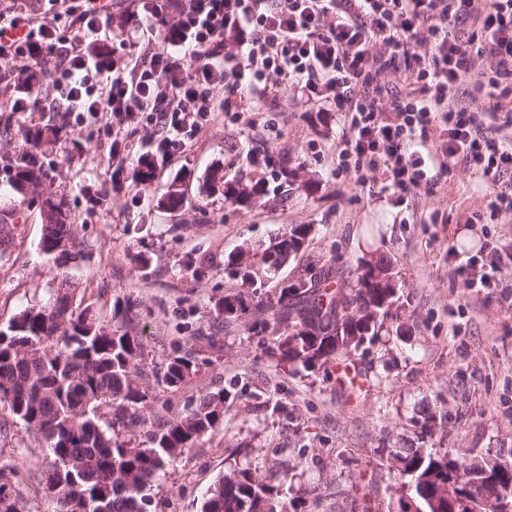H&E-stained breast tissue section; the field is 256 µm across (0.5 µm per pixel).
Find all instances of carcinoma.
<instances>
[{"label": "carcinoma", "instance_id": "obj_1", "mask_svg": "<svg viewBox=\"0 0 512 512\" xmlns=\"http://www.w3.org/2000/svg\"><path fill=\"white\" fill-rule=\"evenodd\" d=\"M46 66L36 61L30 66L3 74L6 84L31 99L42 98V78ZM61 126L54 118L36 127L14 125L10 117L0 124V132L18 135L23 146L13 153L0 155V173L12 190L38 202L41 221L55 225L54 231L68 236L72 247L60 251L67 256L77 246L76 229L64 204L51 194H39L44 171L38 149L58 140ZM139 181L154 180L153 160L144 156L138 163ZM212 192L224 199L248 207L266 194L265 183L258 180L243 185L226 181L214 173L205 180ZM184 195L178 184L170 183L162 204L170 209L183 205ZM308 231L297 224L278 233L269 247L288 259V236ZM310 263L291 281H286L261 303V310L272 312L271 319L256 320L250 329L273 334L268 351L284 369H305L341 364L364 345L382 341L390 334L387 322L396 320L391 308L401 293H373L364 287V269H359L354 284L331 290L332 264L325 261L313 274ZM71 284L64 277L53 302L34 312L19 315L25 325L8 331L0 342V403L23 420L27 429L47 448L52 460L44 485L53 481L64 484L72 497L88 492L105 500L106 512H146L144 491L164 469L174 464L182 451L192 447L211 431L224 416L223 392L207 393L181 418L151 429L142 415L148 393L136 382L134 369L142 358V343L127 325L120 331L96 320L83 310H70ZM225 305L218 307L226 320H238L249 311L242 291L224 296ZM300 320L289 322L293 315ZM348 335H336L337 325ZM31 342V353L25 359L8 353L15 338ZM196 371L190 354L166 360L157 381L173 387ZM107 408V418L99 414ZM446 415L426 410L414 423L421 426L415 438H401L386 455V463L395 458L400 488H409L418 512H477L480 499L492 486L512 487V467H486L471 487L458 490L457 497H437V486L446 482L470 458L458 452H441L427 446L435 430L442 428ZM140 427L142 441L129 435ZM87 461L82 474L70 480L67 463ZM273 489L256 478L247 468H237L218 479L202 504L201 512H273L268 507Z\"/></svg>", "mask_w": 512, "mask_h": 512}]
</instances>
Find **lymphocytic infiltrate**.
I'll list each match as a JSON object with an SVG mask.
<instances>
[{"instance_id":"obj_1","label":"lymphocytic infiltrate","mask_w":512,"mask_h":512,"mask_svg":"<svg viewBox=\"0 0 512 512\" xmlns=\"http://www.w3.org/2000/svg\"><path fill=\"white\" fill-rule=\"evenodd\" d=\"M50 2L36 19L0 12V60L51 62L57 101L101 135L148 118L157 152L171 159L201 122L239 111L244 89L317 87L347 118L341 165L380 174L402 195L454 160L498 183L490 217L512 214V184L500 181L512 144L483 133L477 117L485 101L495 112L512 106V0H183L177 23L134 63L86 49L111 27L108 0ZM466 22L463 39L456 29ZM482 57L490 66L479 72ZM467 81L473 93L455 103L449 91Z\"/></svg>"}]
</instances>
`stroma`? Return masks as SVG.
I'll return each instance as SVG.
<instances>
[{"label": "stroma", "instance_id": "obj_1", "mask_svg": "<svg viewBox=\"0 0 512 512\" xmlns=\"http://www.w3.org/2000/svg\"><path fill=\"white\" fill-rule=\"evenodd\" d=\"M148 25L142 16L137 27H113L104 42L115 58L143 57ZM245 98L248 111L199 125L185 152L157 164L148 184L137 183L134 169L152 151L157 127L143 120L126 126L120 137L130 153L119 164L111 138L94 123L78 127L71 113H59L60 139L39 152L47 174L41 189L63 198L80 255L46 254L38 208L0 176V215L19 219L0 259V331L23 310L47 305L66 277L75 310L114 328L126 318L134 326L147 420L168 421L204 394L229 393L220 423L147 489V512H200L210 488L235 466L273 486L276 512H362L366 498L372 512H400L386 445L413 437L423 408L448 413L433 438L438 450L484 456L512 448V272L473 289L457 272L485 246L511 253L512 217L490 219L487 181L461 164L401 199L381 181L357 179L336 161L350 134L344 115L319 94L282 85ZM284 158L293 171L287 182L278 174ZM217 168L245 184L265 182L266 195L245 208L202 193ZM174 180L184 206L159 207ZM292 224L313 227L301 262L272 279L255 275L250 303L273 295L300 263L330 261L346 284L379 253L409 297L398 313L400 334L349 358L352 381L340 382L333 366L282 371L266 335L248 328L255 312L229 322L215 309L241 288L228 255L267 244ZM184 353L195 357L196 373L176 387L158 384L154 368ZM1 460L16 467L12 488L25 512H53L42 491L49 452L0 405Z\"/></svg>", "mask_w": 512, "mask_h": 512}]
</instances>
